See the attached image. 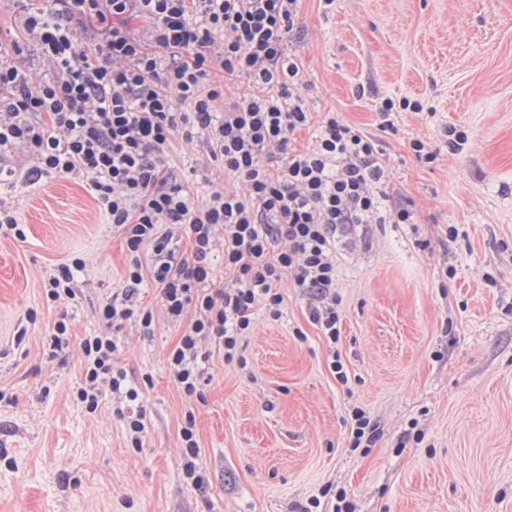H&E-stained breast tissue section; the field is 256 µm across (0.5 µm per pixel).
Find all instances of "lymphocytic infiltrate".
I'll return each instance as SVG.
<instances>
[{
	"label": "lymphocytic infiltrate",
	"instance_id": "obj_1",
	"mask_svg": "<svg viewBox=\"0 0 512 512\" xmlns=\"http://www.w3.org/2000/svg\"><path fill=\"white\" fill-rule=\"evenodd\" d=\"M301 0H51L28 12L27 42L45 72L32 80L0 53V151L22 146L24 178L85 177L131 255L126 285L99 304L98 334L80 342L78 400L96 411L111 398L131 447L147 435L139 387L118 364L115 337L125 322L154 333L139 300L159 292L167 317L185 329L167 355L170 377L200 396L211 351L246 368L242 341L256 309L282 315L277 285L292 279L328 344L340 337L338 245L366 238L373 224H410L407 205H388L378 139L332 114L307 151L290 136L312 116L300 94V62L286 36ZM107 26L84 43L74 24ZM143 29L130 28L131 19ZM246 77L255 94L225 103L211 70ZM199 141L231 190L192 198L166 164L174 137ZM224 253V285L212 257Z\"/></svg>",
	"mask_w": 512,
	"mask_h": 512
}]
</instances>
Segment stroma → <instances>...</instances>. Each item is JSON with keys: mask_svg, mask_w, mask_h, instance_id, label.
Here are the masks:
<instances>
[{"mask_svg": "<svg viewBox=\"0 0 512 512\" xmlns=\"http://www.w3.org/2000/svg\"><path fill=\"white\" fill-rule=\"evenodd\" d=\"M45 5L0 0V47L19 45L20 65H36L23 21ZM287 47L313 122L293 147H310L331 112L377 133L389 191L411 201L415 225L375 224L366 242L341 246L335 349L283 281L281 318L257 311L243 341L248 371L211 354L200 402L167 372L182 326L155 290L143 293L154 335L132 325L118 334V363L146 413L136 449L111 400L91 413L76 399L79 343L98 332V304L127 271L123 238L81 176L0 187L26 233L0 236V512H300L314 497L329 512L331 488L346 489L356 512H512V0H302ZM403 97L423 111L400 113L396 134L378 132L377 103ZM447 126L468 134L457 150ZM414 139L433 162L417 160ZM167 162L192 195L224 181L182 138ZM74 257L86 261L76 300L46 302V276ZM61 320L68 342L55 349ZM334 350L347 382L329 368ZM355 405L380 428L357 450ZM190 409L200 490L182 475Z\"/></svg>", "mask_w": 512, "mask_h": 512, "instance_id": "obj_1", "label": "stroma"}]
</instances>
